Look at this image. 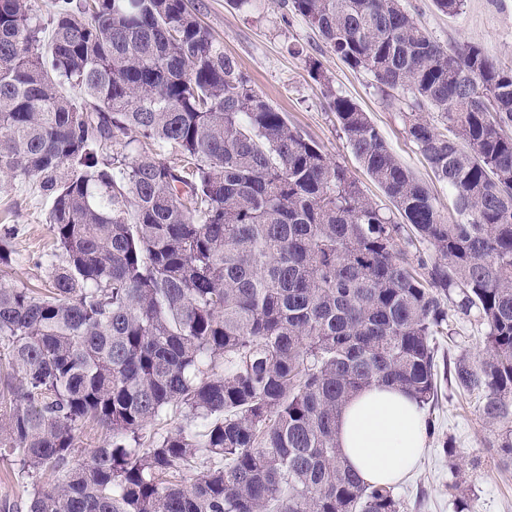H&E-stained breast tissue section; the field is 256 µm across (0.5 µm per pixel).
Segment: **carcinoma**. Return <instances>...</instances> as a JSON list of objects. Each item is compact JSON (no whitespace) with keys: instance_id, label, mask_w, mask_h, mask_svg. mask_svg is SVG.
Segmentation results:
<instances>
[{"instance_id":"cac0c4a2","label":"carcinoma","mask_w":512,"mask_h":512,"mask_svg":"<svg viewBox=\"0 0 512 512\" xmlns=\"http://www.w3.org/2000/svg\"><path fill=\"white\" fill-rule=\"evenodd\" d=\"M291 9L411 100L406 134L452 221L326 90L429 259L411 261L393 212L252 88L190 0H60L47 44L35 0H0V176L51 199L61 258L41 291L0 286V458L26 512H400L394 487L345 465L336 422L376 382L432 406L453 306L484 329L455 383L484 394L512 466V67L448 51L391 0ZM173 411L189 424L144 434ZM88 421L106 435L81 456Z\"/></svg>"}]
</instances>
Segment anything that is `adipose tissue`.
I'll return each instance as SVG.
<instances>
[{"mask_svg": "<svg viewBox=\"0 0 512 512\" xmlns=\"http://www.w3.org/2000/svg\"><path fill=\"white\" fill-rule=\"evenodd\" d=\"M427 435V420L416 399L381 383L352 396L336 425L343 459L372 485L403 480L422 457Z\"/></svg>", "mask_w": 512, "mask_h": 512, "instance_id": "obj_1", "label": "adipose tissue"}]
</instances>
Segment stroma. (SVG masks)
Wrapping results in <instances>:
<instances>
[{"label": "stroma", "mask_w": 512, "mask_h": 512, "mask_svg": "<svg viewBox=\"0 0 512 512\" xmlns=\"http://www.w3.org/2000/svg\"><path fill=\"white\" fill-rule=\"evenodd\" d=\"M198 16L225 54L237 61L257 93L268 100L301 134L315 141L327 156L343 166L365 193L382 206L390 201L363 171L329 111L325 91L356 102L401 162L436 198L441 214L453 211L446 185L438 182L429 165L408 138L396 107L388 105L373 77L344 64L322 37L285 0H252L236 8L231 0H194ZM418 23L444 47L480 46L504 66L512 65V0H464L458 14L440 12L433 0H403ZM320 62L330 85L313 79L309 60ZM49 198L35 184L0 180V231L12 229V246L20 261L0 269V284L29 288L46 281L45 264L53 249L48 213ZM450 335L437 337L438 358L454 362L460 355L476 357L484 336L473 318L456 314ZM478 395L459 391L454 379L441 382L439 402L427 411L435 427L417 468L396 484L401 512H512V468L497 464L492 448L493 427L480 410ZM454 440L456 466H449L443 447Z\"/></svg>", "instance_id": "35a3bbf8"}]
</instances>
